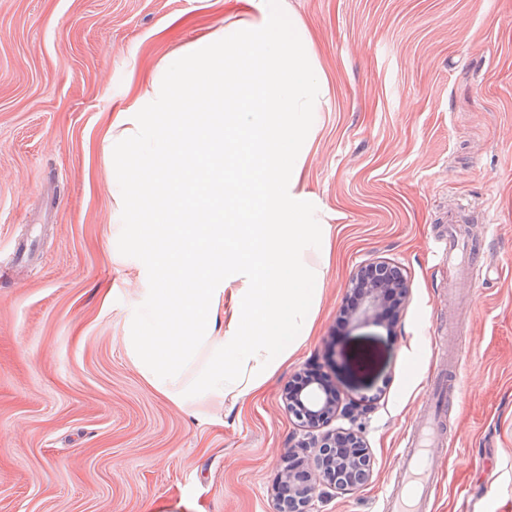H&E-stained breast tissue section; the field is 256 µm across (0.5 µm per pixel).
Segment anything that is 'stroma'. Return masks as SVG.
<instances>
[{
  "label": "stroma",
  "instance_id": "1",
  "mask_svg": "<svg viewBox=\"0 0 512 512\" xmlns=\"http://www.w3.org/2000/svg\"><path fill=\"white\" fill-rule=\"evenodd\" d=\"M329 83L302 184L334 248L315 330L253 395L194 417L129 359L145 282L120 254L111 122L175 55L258 0H0V512H277L296 442L283 391L321 366L364 413L382 512L433 374L460 362L427 512H512V0H281ZM482 257L440 260L449 214ZM400 267L394 323H336L365 265ZM375 354L368 372L355 356Z\"/></svg>",
  "mask_w": 512,
  "mask_h": 512
}]
</instances>
